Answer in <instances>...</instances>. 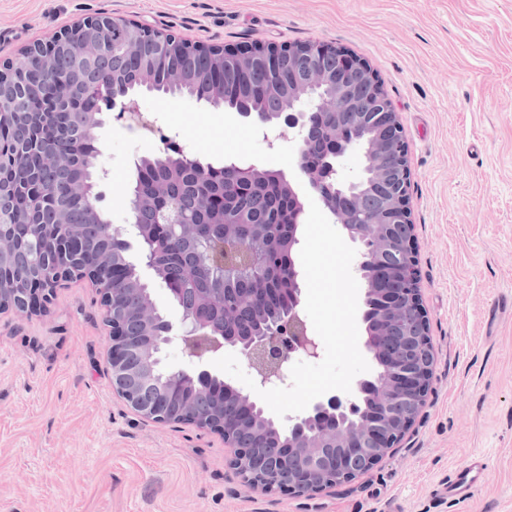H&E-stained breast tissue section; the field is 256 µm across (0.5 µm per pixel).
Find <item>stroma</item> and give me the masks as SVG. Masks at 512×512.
Wrapping results in <instances>:
<instances>
[{"label":"stroma","instance_id":"stroma-1","mask_svg":"<svg viewBox=\"0 0 512 512\" xmlns=\"http://www.w3.org/2000/svg\"><path fill=\"white\" fill-rule=\"evenodd\" d=\"M95 13L192 41L323 43L367 61L408 146L422 303L435 353L399 448L303 496L244 486L220 434L158 424L110 383L108 327L87 281L43 315H0V512H512V0H0V59ZM150 129L104 110L99 205L126 224L132 160L163 146L202 165L243 158L294 175L296 147L188 97L147 94ZM486 459L464 503L442 489Z\"/></svg>","mask_w":512,"mask_h":512}]
</instances>
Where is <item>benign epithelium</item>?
Segmentation results:
<instances>
[{
    "label": "benign epithelium",
    "mask_w": 512,
    "mask_h": 512,
    "mask_svg": "<svg viewBox=\"0 0 512 512\" xmlns=\"http://www.w3.org/2000/svg\"><path fill=\"white\" fill-rule=\"evenodd\" d=\"M123 30L126 61L133 65L140 84L149 86L152 57H179L174 33L132 19L90 15L54 34L48 40L25 48L22 58L44 73H57L58 95L100 101L112 88L110 49L112 28ZM199 57L184 69L175 63L169 74L173 84L188 79L209 92L210 102H220L224 85L218 75H254L250 88L263 97L279 101L276 125L288 130L296 142L299 174L330 212L342 234L358 245L354 272L364 282L362 319L373 329L364 347L372 361H384L386 371L359 378L354 392H329L313 400L299 415L290 416L283 431L288 447L272 456L259 448H241L235 436L255 443L265 441L259 422L272 421L257 401L236 388L216 400L209 389L214 375L198 367L192 371L197 388L191 395L180 393L174 384L160 388L151 366L160 364L163 345L171 340L172 324L155 309L146 283L122 289V297L106 296L107 284L123 285L113 276L112 245L123 241L124 230L102 225V243L75 256L77 268L58 269L20 288L8 287L13 265L0 264V313L32 315L46 310L61 285L79 277L89 281L100 296L108 322L111 348L109 369L113 390L140 416L157 423H188L224 437L231 449L227 463L245 486L261 492L301 496L349 483L366 474L391 454L412 427L424 405L434 360L424 362L422 337L415 318L425 308L420 297L417 262L407 251L414 236L410 219L407 144L402 129L374 72L357 56L328 45L250 44L236 48L197 44ZM97 66V77L84 82L87 65ZM10 64H0V114L22 111L15 84L9 78ZM372 130L371 146L363 148L354 133ZM336 142V152L318 162L307 154L313 134ZM357 153L358 171L345 173V158ZM137 173L130 190L128 207L145 264L165 280L156 259L150 227L139 223L140 215L155 208L161 182L142 184L144 158L134 162ZM224 168L253 187L276 179L281 192L294 201L288 212V236L272 238L262 224L248 225L245 236L254 268L262 270L270 248L290 255L287 269L291 284L288 317L265 334L216 336L199 313L216 303L217 292L201 293L195 304L181 303L182 289L166 284L182 317L181 339L188 355L202 359L219 351L243 355L255 384L268 390L286 384L288 364L298 356L317 358L320 341L308 332L300 316V270L296 263L298 229L305 215V201L282 170L253 163L229 161ZM14 163L0 157V189L16 191L12 178ZM376 188L375 207L363 206L364 182ZM62 195L80 198L85 213L101 218L99 198L82 181L67 180ZM55 241L78 239L79 225L73 223L69 207L55 202L48 222Z\"/></svg>",
    "instance_id": "obj_1"
}]
</instances>
